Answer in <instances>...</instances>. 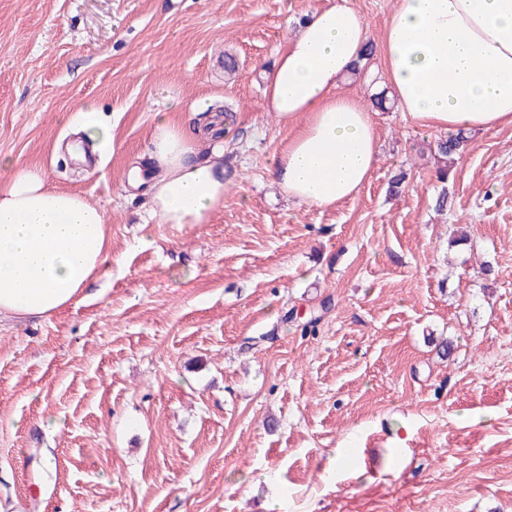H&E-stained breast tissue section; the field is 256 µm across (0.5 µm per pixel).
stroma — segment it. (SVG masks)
Returning a JSON list of instances; mask_svg holds the SVG:
<instances>
[{"label": "stroma", "instance_id": "obj_1", "mask_svg": "<svg viewBox=\"0 0 512 512\" xmlns=\"http://www.w3.org/2000/svg\"><path fill=\"white\" fill-rule=\"evenodd\" d=\"M324 2L0 0V158L103 206L110 248L66 308L0 321V512H512V127L442 183L437 132L380 110L356 197L288 200L260 66ZM85 102L112 149L81 162ZM169 110L238 118L203 224L124 189Z\"/></svg>", "mask_w": 512, "mask_h": 512}]
</instances>
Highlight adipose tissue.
Returning <instances> with one entry per match:
<instances>
[{
	"label": "adipose tissue",
	"instance_id": "ef3b65f1",
	"mask_svg": "<svg viewBox=\"0 0 512 512\" xmlns=\"http://www.w3.org/2000/svg\"><path fill=\"white\" fill-rule=\"evenodd\" d=\"M370 39L348 0L315 8L263 71L262 109L289 134L274 180L288 198L330 207L353 198L378 160L371 111L342 93ZM386 82L418 127L512 126V0H397L379 42ZM147 212L202 224L224 205V150L198 157L195 135L156 117L145 156ZM105 211L49 186L37 167L0 159V315L47 317L107 263Z\"/></svg>",
	"mask_w": 512,
	"mask_h": 512
}]
</instances>
